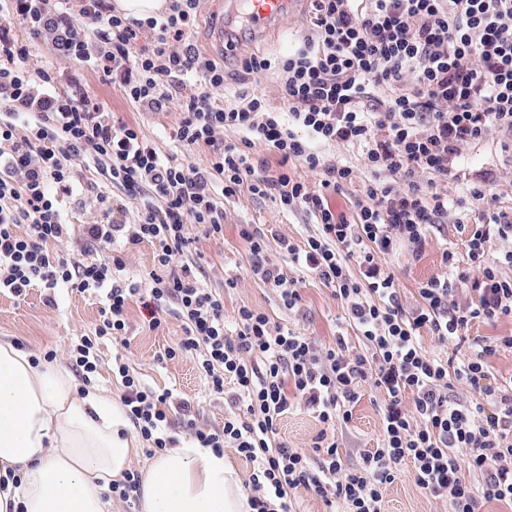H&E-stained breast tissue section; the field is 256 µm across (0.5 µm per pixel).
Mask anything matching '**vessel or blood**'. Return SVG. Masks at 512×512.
Returning <instances> with one entry per match:
<instances>
[{"instance_id":"vessel-or-blood-1","label":"vessel or blood","mask_w":512,"mask_h":512,"mask_svg":"<svg viewBox=\"0 0 512 512\" xmlns=\"http://www.w3.org/2000/svg\"><path fill=\"white\" fill-rule=\"evenodd\" d=\"M302 0H232L224 21L214 32L225 54L235 53L242 31L261 37L278 28L284 18L298 9Z\"/></svg>"}]
</instances>
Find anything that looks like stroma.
<instances>
[{"label":"stroma","mask_w":512,"mask_h":512,"mask_svg":"<svg viewBox=\"0 0 512 512\" xmlns=\"http://www.w3.org/2000/svg\"><path fill=\"white\" fill-rule=\"evenodd\" d=\"M225 0H200L197 18L189 41L195 50L217 60L224 59V48L216 42L213 30L217 24L216 12L223 9ZM304 15H295L283 22L281 28L268 36L255 40L244 38L242 54L260 53L282 57L292 53L302 31ZM81 81L91 96L104 103L115 123L139 124L143 134L154 141L161 150L172 145V136L181 114L171 108L164 112L140 110L131 104L119 89L93 71L81 73ZM498 135L476 147L465 148L461 166L467 172L493 175V188L503 210L512 209V162L501 153ZM227 213L224 236L220 239L205 238L202 229L189 225L188 233L198 241L202 254L204 286L222 290L224 314L233 318L240 305L247 304L268 313L282 324L313 337L324 344L334 343L342 336L355 342L356 333L343 318L340 303L330 290L317 279L305 278L302 284V301L292 310L283 308L275 292L251 278L248 266L249 244L241 235L242 227L253 224L262 229H274L295 244H304L315 227L301 212L282 213L269 198H258L249 189H241L236 197L226 201ZM465 239L458 224L440 225L428 239L419 259H412L402 251L391 259L390 267L396 273L407 303H414L422 282L444 275L441 262L444 249L462 250ZM237 278L236 287L224 286L226 278ZM100 305L96 298L76 292L59 290L51 292L40 287L31 288L27 296L17 298L0 293V338L9 339L32 355L43 358L45 352H55L57 365L70 364L68 347L77 337L92 334L99 322ZM149 314L141 303H130L127 309L124 343L109 340L99 345L100 363L90 384L114 399H121L123 387L112 373V361L122 356L140 373L146 386L154 390H170L175 402L168 414L166 433L174 437L177 445L192 442L183 424L178 408L180 402H190L195 410L199 427L212 429L223 426L224 417L231 407L223 395L209 390L207 382L189 355L169 360L165 349L175 346L183 334V324L175 315H166L159 328H150ZM382 427L380 401L370 388H363L362 397L353 410V417L346 428L336 435L342 448L344 464L357 463L364 450L376 447ZM321 429L320 424L303 409H292L278 425V439L288 447L302 451L311 450ZM444 503L426 496L409 474H401L389 487L385 512H446Z\"/></svg>","instance_id":"stroma-1"}]
</instances>
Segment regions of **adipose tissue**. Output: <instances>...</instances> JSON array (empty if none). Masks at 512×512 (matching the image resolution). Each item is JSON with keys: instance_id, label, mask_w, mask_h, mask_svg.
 <instances>
[{"instance_id": "1", "label": "adipose tissue", "mask_w": 512, "mask_h": 512, "mask_svg": "<svg viewBox=\"0 0 512 512\" xmlns=\"http://www.w3.org/2000/svg\"><path fill=\"white\" fill-rule=\"evenodd\" d=\"M139 453L111 396L0 339V512H112V484ZM139 475L137 512H250L232 464L199 444L164 449Z\"/></svg>"}]
</instances>
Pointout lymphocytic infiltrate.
I'll return each mask as SVG.
<instances>
[{"label": "lymphocytic infiltrate", "mask_w": 512, "mask_h": 512, "mask_svg": "<svg viewBox=\"0 0 512 512\" xmlns=\"http://www.w3.org/2000/svg\"><path fill=\"white\" fill-rule=\"evenodd\" d=\"M198 2L168 0L164 13L137 18L110 0H0V293L20 298L38 285L94 295L100 322L71 347V365L85 378L97 371L99 339L124 336L133 298L150 313H174L184 334L166 358L193 355L212 391L244 409L205 431L184 402L185 426L201 447L220 455L229 446L252 463V512H293L300 488L337 512H383L388 487L405 471L448 512L512 505V378L496 379L491 365L512 350V336L467 335L474 321L512 317V250L494 259L485 250L491 237L512 239V211L496 209L484 176L454 197L440 189L456 178L464 147L493 132L512 138V0H308L295 52L239 59L244 89L231 105L213 95L226 82L223 65L187 43ZM41 44L103 74L137 107L159 112L178 100L173 140L207 147L206 167L162 154L139 125L114 124L79 78L32 60ZM269 70L278 108L246 89ZM188 76L195 92L177 97ZM228 130L239 143L225 142ZM257 145L279 156L277 175H265L251 153ZM326 145L363 153L370 179L352 215L329 199L357 173L323 156ZM298 164L320 174L318 188L297 175ZM97 179L140 199L134 219L82 224L65 213L64 199ZM244 185L317 226L301 247L278 237L275 254L265 232L246 231L250 276L289 310L302 299L303 276L318 278L357 345L341 336L321 345L245 304L225 321L223 293L195 274L188 227L223 236L224 202ZM105 189L98 204L109 200ZM452 211L458 224L475 226L465 257L444 250L447 276L421 283L417 303L405 304L390 259L403 249L419 256ZM68 237L80 240L79 257L51 252ZM144 243L154 270L124 278V252ZM423 328L441 352L423 346ZM112 372L142 439L170 447V392L145 387L123 358ZM457 383L479 401H449ZM366 386L381 398L380 442L348 467L336 429L350 422ZM296 405L322 426L308 453L277 440L278 421Z\"/></svg>", "instance_id": "obj_1"}]
</instances>
